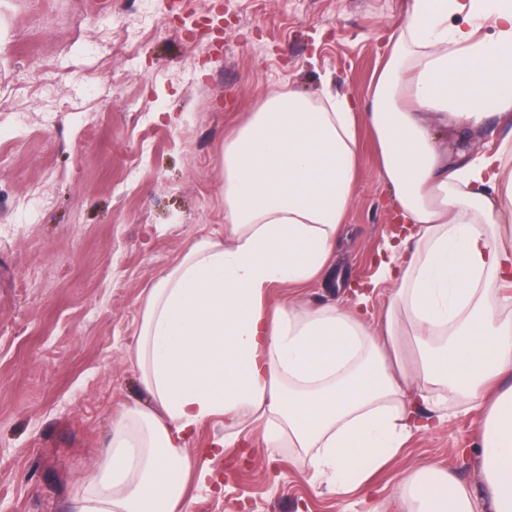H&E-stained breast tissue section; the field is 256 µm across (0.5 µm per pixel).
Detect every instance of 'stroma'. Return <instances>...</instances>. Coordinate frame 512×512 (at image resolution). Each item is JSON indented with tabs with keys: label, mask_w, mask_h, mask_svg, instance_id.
I'll return each mask as SVG.
<instances>
[{
	"label": "stroma",
	"mask_w": 512,
	"mask_h": 512,
	"mask_svg": "<svg viewBox=\"0 0 512 512\" xmlns=\"http://www.w3.org/2000/svg\"><path fill=\"white\" fill-rule=\"evenodd\" d=\"M411 0H0V512H70L112 423L145 404L135 360L148 291L197 240L224 235L225 136L289 86L367 98ZM152 16L134 53L109 50L112 20ZM62 75L45 103V56ZM328 274L272 286L320 305L377 276L392 227L372 134ZM45 186L48 202L29 198ZM364 489L317 487L295 448L262 426L212 456L216 417L188 444L206 484L178 512H403L400 481L435 463L474 486L483 411L449 398Z\"/></svg>",
	"instance_id": "obj_1"
}]
</instances>
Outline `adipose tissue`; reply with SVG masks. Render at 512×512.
Returning a JSON list of instances; mask_svg holds the SVG:
<instances>
[{"mask_svg": "<svg viewBox=\"0 0 512 512\" xmlns=\"http://www.w3.org/2000/svg\"><path fill=\"white\" fill-rule=\"evenodd\" d=\"M465 15L463 25L449 17ZM512 125V0H412L367 102L290 87L224 141V236L196 241L151 288L136 345L152 406L125 410L72 512H176L205 482L186 447L220 417L219 448L250 422L298 448L337 494L362 485L445 395L485 410L468 490L429 465L409 512H512V134L449 155L441 131ZM373 133L399 226L378 250L381 326L345 305L269 303L272 284L323 277Z\"/></svg>", "mask_w": 512, "mask_h": 512, "instance_id": "adipose-tissue-1", "label": "adipose tissue"}]
</instances>
